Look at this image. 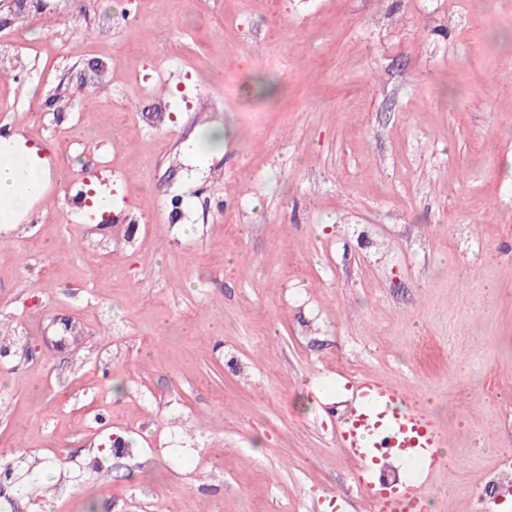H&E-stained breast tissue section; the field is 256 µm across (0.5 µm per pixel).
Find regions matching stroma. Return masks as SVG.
Returning a JSON list of instances; mask_svg holds the SVG:
<instances>
[{"instance_id": "obj_1", "label": "stroma", "mask_w": 512, "mask_h": 512, "mask_svg": "<svg viewBox=\"0 0 512 512\" xmlns=\"http://www.w3.org/2000/svg\"><path fill=\"white\" fill-rule=\"evenodd\" d=\"M0 135L57 188L0 223V512H376L338 443L366 373L448 431L434 512H477L512 453V0H34ZM105 169L124 202L80 223Z\"/></svg>"}]
</instances>
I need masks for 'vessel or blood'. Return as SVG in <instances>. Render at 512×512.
<instances>
[{
	"label": "vessel or blood",
	"mask_w": 512,
	"mask_h": 512,
	"mask_svg": "<svg viewBox=\"0 0 512 512\" xmlns=\"http://www.w3.org/2000/svg\"><path fill=\"white\" fill-rule=\"evenodd\" d=\"M345 388L351 399L339 437L368 474L364 492L375 499L379 512H408L409 497L443 464L437 451L446 445L445 431L425 407L409 402L403 389L380 378L352 379ZM400 460L412 465L409 479L380 489L379 468Z\"/></svg>",
	"instance_id": "vessel-or-blood-1"
}]
</instances>
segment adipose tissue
Masks as SVG:
<instances>
[{"instance_id": "ef3b65f1", "label": "adipose tissue", "mask_w": 512, "mask_h": 512, "mask_svg": "<svg viewBox=\"0 0 512 512\" xmlns=\"http://www.w3.org/2000/svg\"><path fill=\"white\" fill-rule=\"evenodd\" d=\"M47 170L40 149L0 137V223H13L40 195Z\"/></svg>"}]
</instances>
